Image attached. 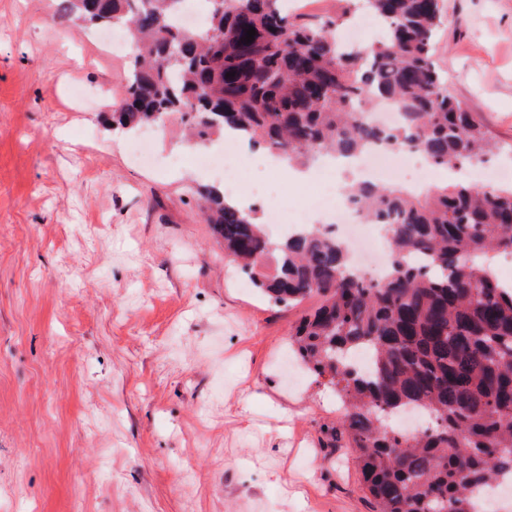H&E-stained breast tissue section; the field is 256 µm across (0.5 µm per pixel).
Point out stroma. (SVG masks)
<instances>
[{"mask_svg":"<svg viewBox=\"0 0 512 512\" xmlns=\"http://www.w3.org/2000/svg\"><path fill=\"white\" fill-rule=\"evenodd\" d=\"M436 62L512 170V0H443ZM131 59L60 0H0V512H371L339 399L288 378L310 309L244 287L180 114L133 161Z\"/></svg>","mask_w":512,"mask_h":512,"instance_id":"1","label":"stroma"}]
</instances>
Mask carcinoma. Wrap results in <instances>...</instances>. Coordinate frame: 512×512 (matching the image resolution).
<instances>
[{
	"label": "carcinoma",
	"instance_id": "obj_1",
	"mask_svg": "<svg viewBox=\"0 0 512 512\" xmlns=\"http://www.w3.org/2000/svg\"><path fill=\"white\" fill-rule=\"evenodd\" d=\"M183 2L63 0L71 20L124 29L135 47L109 125L138 132L186 112L195 147L231 127L302 166L321 153L408 147L459 168L492 151L433 60L442 0H363L384 22L366 53L337 43L344 12L299 23L281 0H205L204 27L188 31L176 23ZM374 99L397 108V125L362 119ZM199 195L224 258L252 287L278 305L317 299L289 343L340 398L335 435L357 451L372 512H483L487 489L512 481V286L494 265L512 256V185L458 181L416 196L351 186L348 199L387 235L377 282L322 225L274 241L256 210L213 185Z\"/></svg>",
	"mask_w": 512,
	"mask_h": 512
}]
</instances>
